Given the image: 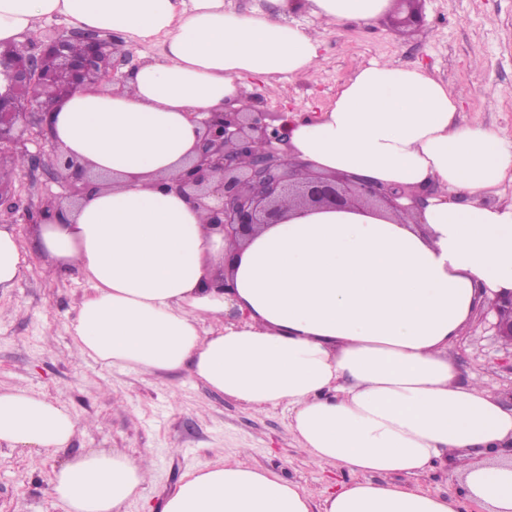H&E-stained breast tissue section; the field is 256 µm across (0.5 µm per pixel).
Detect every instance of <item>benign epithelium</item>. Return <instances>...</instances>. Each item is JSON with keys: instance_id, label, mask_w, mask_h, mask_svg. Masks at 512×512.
<instances>
[{"instance_id": "benign-epithelium-1", "label": "benign epithelium", "mask_w": 512, "mask_h": 512, "mask_svg": "<svg viewBox=\"0 0 512 512\" xmlns=\"http://www.w3.org/2000/svg\"><path fill=\"white\" fill-rule=\"evenodd\" d=\"M421 0H395L397 9L406 10L403 23L421 26L424 19ZM80 42L83 53L71 54V43ZM112 49L110 69L98 81L118 72L126 54L96 31L73 30L42 40L21 57L0 55V151L24 157L31 171L40 170L49 178L58 168L69 171L68 194L83 198L91 188L85 164L64 158L55 148L44 150L49 140L50 111L36 100V89L46 79L44 61L48 56L66 60L70 89L86 86L85 76L95 70L101 52ZM288 119L282 112H268L261 97L250 95V105L235 106L224 102V110L211 112L203 120L204 132L197 146L195 160L174 181V188L198 200L214 199L207 206L208 223L224 230V238L237 244L248 241L267 224H281L296 210H351L395 215L404 210L399 199L411 200V207L423 209L433 186L378 187L361 177L327 175L288 160ZM41 142L36 152L26 143ZM40 224L45 212L24 201L16 189L0 186V222L17 220ZM491 309L496 335L512 346V291L495 295Z\"/></svg>"}]
</instances>
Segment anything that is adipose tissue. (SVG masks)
Here are the masks:
<instances>
[{"label":"adipose tissue","instance_id":"obj_1","mask_svg":"<svg viewBox=\"0 0 512 512\" xmlns=\"http://www.w3.org/2000/svg\"><path fill=\"white\" fill-rule=\"evenodd\" d=\"M271 12L236 16L224 0H0V43L24 44L63 15L144 48L125 89L77 90L51 114V143L109 177L34 240L53 268L92 285L72 323L85 359L142 374L188 370L255 412L288 408V426L316 465L353 481L320 506L297 484L239 462L185 474L161 512H512V411L479 381L461 384L448 347L477 289L512 290V137L460 123L462 99L420 68L358 67L319 117L288 113V154L320 173L376 185L434 186L421 213L298 211L244 248L207 224L172 180L203 132L196 113L248 103L247 77L274 84L310 70L313 26ZM390 0H307L316 23H369ZM26 258L0 224V292ZM230 269L228 285L218 278ZM238 310L241 318L225 322ZM78 420L20 387L0 389V442L29 453L67 447ZM452 464L459 491L401 484ZM63 512H123L145 471L90 451L54 469Z\"/></svg>","mask_w":512,"mask_h":512}]
</instances>
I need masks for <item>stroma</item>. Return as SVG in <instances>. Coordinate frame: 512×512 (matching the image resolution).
I'll use <instances>...</instances> for the list:
<instances>
[{"mask_svg":"<svg viewBox=\"0 0 512 512\" xmlns=\"http://www.w3.org/2000/svg\"><path fill=\"white\" fill-rule=\"evenodd\" d=\"M422 27L407 30L399 13L374 21L326 26L312 72L283 77L274 90L250 79L269 112L315 116L331 105L355 69L373 61L421 67L464 95L462 121L481 122L512 134V0H421ZM22 197L39 206L59 201L60 181L29 175L17 165L11 175ZM27 268L16 288L0 293V386H24L68 407L85 424L70 446L31 455L0 445V512H61L52 493L54 468L92 449L148 454L152 478L144 498L125 512H160L182 477L218 458L274 471L320 502L348 470L321 471L308 461L288 428L284 407L256 413L210 391L188 371L143 375L79 359L70 326L90 292L74 269L47 277V259L33 243L35 225L17 223ZM492 293L479 292L464 332L448 349L460 383L480 379L512 410V348L493 329Z\"/></svg>","mask_w":512,"mask_h":512,"instance_id":"1","label":"stroma"}]
</instances>
